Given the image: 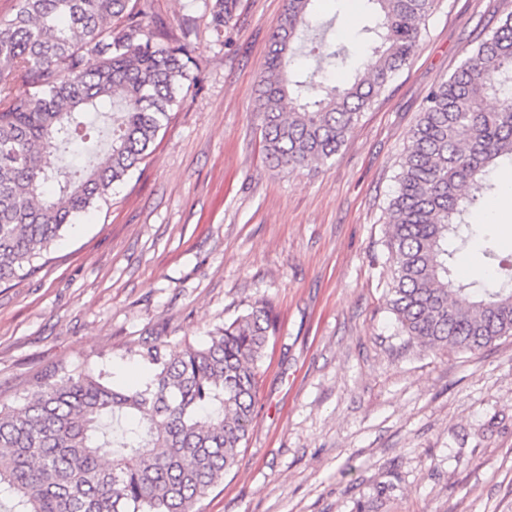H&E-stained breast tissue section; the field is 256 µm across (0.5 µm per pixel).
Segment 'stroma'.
<instances>
[{"label": "stroma", "mask_w": 512, "mask_h": 512, "mask_svg": "<svg viewBox=\"0 0 512 512\" xmlns=\"http://www.w3.org/2000/svg\"><path fill=\"white\" fill-rule=\"evenodd\" d=\"M213 0H153L196 46L197 82L109 204L69 227L30 275L0 283V402L19 405L56 365L144 383V341L203 342L258 300L277 314L239 463L199 512H512V338L480 351L407 343L386 304L385 211L424 96L512 0H437L411 62L326 165L265 156L258 72L286 0H238L223 36ZM347 45L341 84L370 55L351 38L362 0H318ZM470 221L458 278L512 257V167ZM386 496H378L379 487Z\"/></svg>", "instance_id": "1"}]
</instances>
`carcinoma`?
I'll list each match as a JSON object with an SVG mask.
<instances>
[{"instance_id": "cac0c4a2", "label": "carcinoma", "mask_w": 512, "mask_h": 512, "mask_svg": "<svg viewBox=\"0 0 512 512\" xmlns=\"http://www.w3.org/2000/svg\"><path fill=\"white\" fill-rule=\"evenodd\" d=\"M315 0H288L258 80L256 111L272 167L324 165L361 113L410 62L435 0H364L372 55L340 86L325 72L345 53L319 37L317 68L291 59ZM238 0H215L216 35ZM129 0H20L0 20V282L35 271L61 231L139 164L198 67L196 48L167 42ZM26 87L13 93L7 78ZM107 134L80 167L60 151ZM512 167V12L500 17L448 80L431 89L409 132L386 209L388 304L403 335L432 351H479L512 336V260L453 277L448 242L467 245L469 216ZM261 300L203 344L145 345L151 376L114 387L104 373L65 366L37 378L20 407L0 403V498L10 512H193L238 465L253 423L257 377L276 334ZM112 448L105 461L99 449Z\"/></svg>"}]
</instances>
